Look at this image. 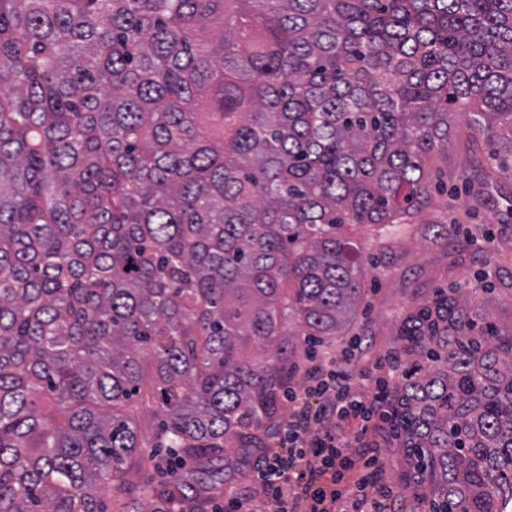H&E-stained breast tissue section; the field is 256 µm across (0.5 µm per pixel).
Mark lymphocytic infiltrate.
<instances>
[{"instance_id":"f902f5d3","label":"lymphocytic infiltrate","mask_w":512,"mask_h":512,"mask_svg":"<svg viewBox=\"0 0 512 512\" xmlns=\"http://www.w3.org/2000/svg\"><path fill=\"white\" fill-rule=\"evenodd\" d=\"M350 363L347 357H325L323 364L310 369L303 393H289L292 411L281 448L260 458L255 476L264 496L274 502V512H295L283 491L295 479L310 512H382L380 503L368 501L365 478L354 480L348 490L338 488L357 461L350 442L337 433L336 422L359 421L357 437L367 439L390 385L388 378H378L372 401L362 400L352 390ZM316 398L322 401L317 409L312 406Z\"/></svg>"}]
</instances>
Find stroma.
Instances as JSON below:
<instances>
[{"label":"stroma","instance_id":"1","mask_svg":"<svg viewBox=\"0 0 512 512\" xmlns=\"http://www.w3.org/2000/svg\"><path fill=\"white\" fill-rule=\"evenodd\" d=\"M471 132L464 118H456L448 148L428 161L432 172L447 182V193L433 194L431 204L419 215L417 224L393 240L386 252H379L363 227H347L365 253L361 265L364 297L359 310L368 325V338L362 344L354 370L390 354L396 347V330L405 312L414 304L428 300L438 288L457 287L469 292L473 304H480L482 293L474 289L477 273H484L492 285L490 312L499 321H512V224L503 222L505 196L512 195V180L499 178L487 183L471 166ZM481 185L487 191L483 207L470 204L467 185ZM429 222L458 224L459 232L445 243L430 241L423 226ZM385 466L376 471L365 489L368 499H376L379 489L391 487L394 495L386 502L388 512H406L403 472L408 458L389 427L374 434ZM257 449L241 447L237 440L224 443V478L245 487L253 485ZM179 461L170 451L157 452L153 460L126 466L125 479L133 485L153 480L158 490L172 488L169 476Z\"/></svg>","mask_w":512,"mask_h":512}]
</instances>
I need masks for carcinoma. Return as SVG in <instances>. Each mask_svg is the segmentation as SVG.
I'll return each mask as SVG.
<instances>
[{"label":"carcinoma","mask_w":512,"mask_h":512,"mask_svg":"<svg viewBox=\"0 0 512 512\" xmlns=\"http://www.w3.org/2000/svg\"><path fill=\"white\" fill-rule=\"evenodd\" d=\"M450 105L511 179L512 0H0V512H101L104 483L119 512H205L278 364L356 321L343 227L429 203ZM396 336L412 501L512 512V324L439 289ZM147 448L192 462L178 495L127 484Z\"/></svg>","instance_id":"cac0c4a2"}]
</instances>
